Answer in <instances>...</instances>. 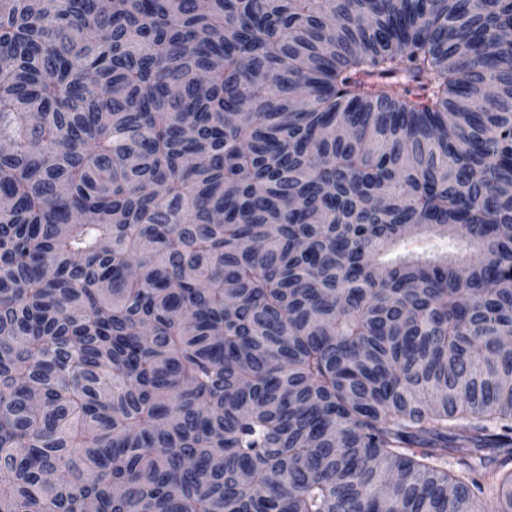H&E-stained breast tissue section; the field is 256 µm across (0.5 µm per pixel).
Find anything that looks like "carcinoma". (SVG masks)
<instances>
[{
	"mask_svg": "<svg viewBox=\"0 0 512 512\" xmlns=\"http://www.w3.org/2000/svg\"><path fill=\"white\" fill-rule=\"evenodd\" d=\"M511 31L0 0V512H512Z\"/></svg>",
	"mask_w": 512,
	"mask_h": 512,
	"instance_id": "cac0c4a2",
	"label": "carcinoma"
}]
</instances>
